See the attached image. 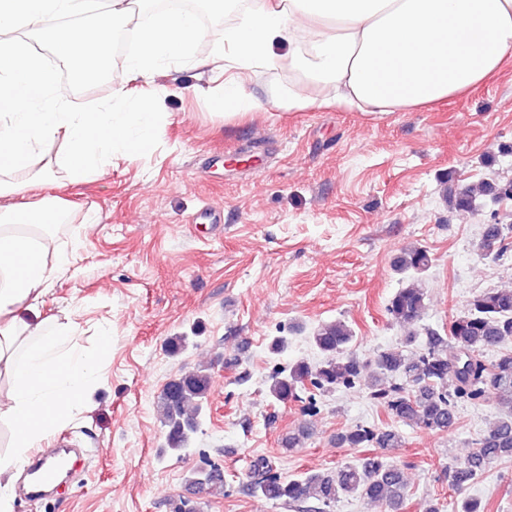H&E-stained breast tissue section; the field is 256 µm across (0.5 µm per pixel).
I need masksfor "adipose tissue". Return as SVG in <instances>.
Instances as JSON below:
<instances>
[{
	"instance_id": "1",
	"label": "adipose tissue",
	"mask_w": 512,
	"mask_h": 512,
	"mask_svg": "<svg viewBox=\"0 0 512 512\" xmlns=\"http://www.w3.org/2000/svg\"><path fill=\"white\" fill-rule=\"evenodd\" d=\"M127 0H0V512L30 451L90 405L98 357L77 348L73 320L40 308L70 255L48 227L69 214L38 159L64 140L56 165L75 180L103 174L115 155L134 157L153 137L161 96L114 100L92 112L71 108L70 85L30 47L42 36L86 79L105 71ZM203 30L194 15L160 11L139 30L125 61L129 81L152 82L184 66L206 70L225 107L246 110L251 71L287 61L317 95L280 91L289 110L355 109L384 117L468 94L512 55V0H258L238 10L213 54L193 58Z\"/></svg>"
}]
</instances>
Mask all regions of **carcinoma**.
Masks as SVG:
<instances>
[{"mask_svg": "<svg viewBox=\"0 0 512 512\" xmlns=\"http://www.w3.org/2000/svg\"><path fill=\"white\" fill-rule=\"evenodd\" d=\"M154 7L177 8L201 14L202 4L195 0H156ZM448 203L457 211L472 212L476 199L512 200V181H487L478 185L448 184L444 189ZM498 244L501 257L512 249V225L486 224L479 249L487 251L489 242ZM432 263L427 250L408 249L396 261L400 273L423 274ZM425 309V291L410 283L394 294L387 305L393 320L415 326ZM353 340L351 328L342 321L319 325L312 343L323 355L317 365L299 361L273 371L268 387L276 401L303 400L305 384L329 391L352 388L362 379L365 365L346 353ZM512 342V289H486L470 300L467 310L456 315L448 327V336L428 333V342L419 355L406 357L385 350L371 365L368 382L373 399L380 402L397 420L414 422L434 432H446L456 420V406L461 400L478 401L490 395L505 412L463 458L448 466L452 486L462 488L493 465L512 460V350L485 363L483 354ZM395 377L385 385L383 378ZM211 391V374L204 368L179 373L163 386L156 402L158 419L165 430L167 452L177 457L190 453L192 436L198 431V414ZM338 441L349 448H376L378 452L345 463L325 472H307L295 479H285L273 472L269 461L258 456L250 461V490L258 497L288 503L317 501L330 508L343 496H358L384 506V512H402L408 496L401 471L389 464L383 451L402 447L401 435L389 428L362 424L345 430ZM189 483L208 495L224 492V476L218 471L199 478L194 471Z\"/></svg>", "mask_w": 512, "mask_h": 512, "instance_id": "obj_1", "label": "carcinoma"}]
</instances>
